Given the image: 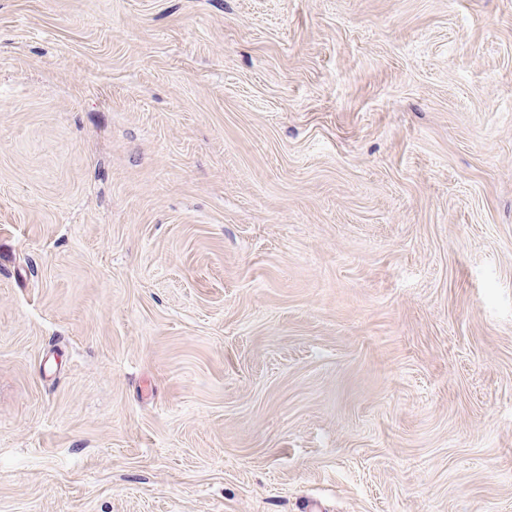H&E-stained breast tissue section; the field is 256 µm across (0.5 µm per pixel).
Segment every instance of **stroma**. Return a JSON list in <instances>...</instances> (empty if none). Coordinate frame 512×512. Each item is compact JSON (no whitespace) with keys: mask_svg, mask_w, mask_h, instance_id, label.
I'll list each match as a JSON object with an SVG mask.
<instances>
[{"mask_svg":"<svg viewBox=\"0 0 512 512\" xmlns=\"http://www.w3.org/2000/svg\"><path fill=\"white\" fill-rule=\"evenodd\" d=\"M0 512H512V0H0Z\"/></svg>","mask_w":512,"mask_h":512,"instance_id":"1","label":"stroma"}]
</instances>
